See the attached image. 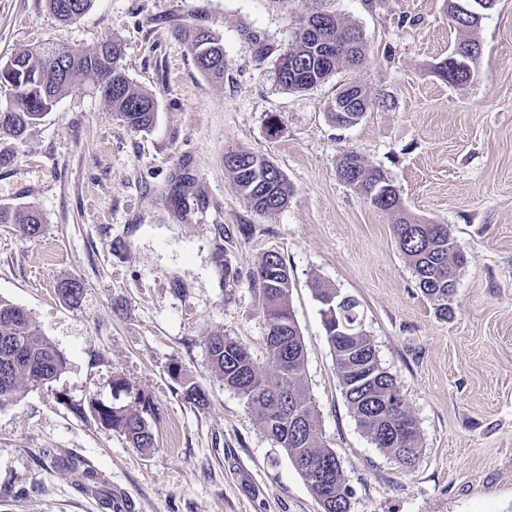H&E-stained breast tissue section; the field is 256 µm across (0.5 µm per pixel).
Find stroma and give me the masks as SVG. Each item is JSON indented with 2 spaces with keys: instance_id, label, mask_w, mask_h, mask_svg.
<instances>
[{
  "instance_id": "1",
  "label": "stroma",
  "mask_w": 512,
  "mask_h": 512,
  "mask_svg": "<svg viewBox=\"0 0 512 512\" xmlns=\"http://www.w3.org/2000/svg\"><path fill=\"white\" fill-rule=\"evenodd\" d=\"M317 7L362 31L365 62L284 91L276 58ZM196 27L222 40L223 81L198 72L178 35ZM457 36L448 0H93L68 23L47 0H0L1 62L41 42L88 52L116 37L130 81L156 104L153 125L131 131L89 76L24 142L0 141L15 155L0 167V207L33 203L45 218L32 238L0 224V298L31 311L67 359L55 381L0 406V512H321L203 348L217 332L263 357L250 279L268 252L291 272L303 384L350 512H512V0L484 11L473 77L451 86L432 67ZM349 82L387 104L339 128L330 111ZM231 148L283 172L286 208L248 207L224 167ZM346 148L388 173L413 216L448 225L466 254L447 317L416 287L393 216L337 177ZM74 276L85 285L76 307L55 292ZM315 278L358 301L417 421L412 467L375 448L351 414ZM116 381L129 393L113 392ZM185 381L208 392L206 407L184 401ZM136 392L160 409L152 448L132 447L90 407L130 408ZM67 455L97 470L111 510L76 491L57 463Z\"/></svg>"
}]
</instances>
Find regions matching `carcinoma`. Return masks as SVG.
Here are the masks:
<instances>
[{
  "instance_id": "1",
  "label": "carcinoma",
  "mask_w": 512,
  "mask_h": 512,
  "mask_svg": "<svg viewBox=\"0 0 512 512\" xmlns=\"http://www.w3.org/2000/svg\"><path fill=\"white\" fill-rule=\"evenodd\" d=\"M93 0H47L57 19L70 22L91 6ZM316 8L301 17L293 30L288 47L275 62V77L285 91H307L323 83L337 70L356 68L364 63L365 43L360 30L336 18L328 28L320 27ZM460 37L444 58L448 84L457 85L472 78L479 44L468 37L474 23L468 17L453 16ZM183 39L190 48L197 70L213 80L224 79V45L207 31H186ZM54 46L40 44L16 53L14 68L0 75V85L9 90L6 105H0V140L22 141L32 127L50 112L57 102L87 76L97 78L101 95L112 111L127 126L141 131L152 126L156 112L154 100L136 89L119 61L123 55L120 40L112 39L107 54L95 49L79 53L60 49L61 57H49ZM351 101L350 111L331 113L339 128L358 123L365 112L384 101L371 98L355 84L345 85L336 98ZM357 166L356 191L368 198L378 183L388 180L382 170L372 167L353 149L343 150L336 172L348 164ZM224 167L230 173L248 206L259 213H273L286 207L293 190L285 175L269 160L246 150H229ZM373 208L395 216L393 232L398 247L412 267L417 288L433 301L442 317L450 311L449 298L457 287V273L467 259L457 249L446 224H423L404 209L396 187L375 200ZM0 224H14L28 237L44 230L45 219L35 205L0 208ZM253 284L257 287L264 318L263 362H257L247 347L221 333H213L203 343L208 363L224 387L235 391L259 420L265 435L286 453L293 467L307 482L322 512H350V496L341 464L334 451L318 443L319 420L311 398L303 386L305 350L302 336L289 303L291 273L283 257L265 254ZM310 287L320 305L336 298V288L315 279ZM55 291L65 303L77 305L84 292L83 282L65 278ZM337 318L323 320L326 339L334 356L336 374L346 402L360 430L375 447L399 464L412 466L420 451L415 418L405 402L394 408L386 401L401 395L396 379L382 367L375 346L364 333L359 318V304L351 296L338 304ZM67 359L35 325L32 313L22 306L0 298V405L11 402L28 389L42 387L56 380L65 370ZM184 400L203 408L208 395L200 386L183 388ZM139 410L114 407L97 399L91 409L102 424L120 431L135 448L155 446L149 419L159 416L150 401L135 395ZM332 460V478L315 474L323 460Z\"/></svg>"
}]
</instances>
